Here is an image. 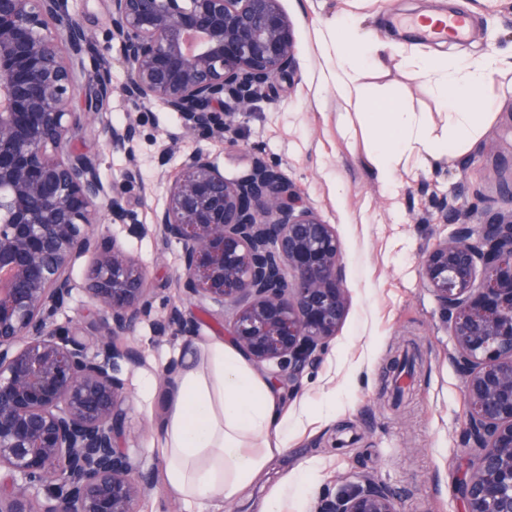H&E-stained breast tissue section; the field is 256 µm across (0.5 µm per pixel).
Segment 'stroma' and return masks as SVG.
Wrapping results in <instances>:
<instances>
[{
    "mask_svg": "<svg viewBox=\"0 0 512 512\" xmlns=\"http://www.w3.org/2000/svg\"><path fill=\"white\" fill-rule=\"evenodd\" d=\"M296 37L295 66L278 79L267 99L240 116L235 143L185 133L178 113L156 104L134 108L124 94L127 69L119 48L108 61L112 93L101 120L115 126L139 121L143 133L133 155L109 151L100 122L87 124L74 142L77 151L100 158L105 188L123 185L130 169L140 179L125 195L138 221H103L147 270L157 315L173 306L190 320L193 335L226 333L224 316L211 302L187 296L179 282L181 246L162 243L154 214L166 202L168 179L183 158L209 154L228 180L245 175L251 146H261L278 164L303 202L331 224L342 244V279L347 316L321 360L303 372L299 387L286 394L289 415H308L288 435V446L250 500L217 505L215 512H254V504L284 480L314 465L317 481L289 496L282 512H317L322 499L370 478L396 498L397 512H465L461 481L472 455L465 442V379L455 361L454 338L421 269L426 251L452 236L442 223L441 203L459 210L512 207V90L508 77L490 75L480 92L491 104L477 142L437 166L403 175L397 185L380 183L371 154L372 135L362 127L343 133L335 87L319 81L318 31L341 17L397 44L380 64H367L362 81L375 98L400 102L424 113L436 134L445 123L432 86L414 76L403 58L435 53L448 60H478L512 54V0H281ZM470 16L464 40L430 41L397 17L420 12ZM141 360L122 368L128 382L126 445L143 468L162 467L155 422L162 410L142 390L145 379L162 384L164 369L183 336H156L151 323L129 335ZM335 401L336 415H320Z\"/></svg>",
    "mask_w": 512,
    "mask_h": 512,
    "instance_id": "stroma-1",
    "label": "stroma"
}]
</instances>
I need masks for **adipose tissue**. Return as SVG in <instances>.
<instances>
[{
  "mask_svg": "<svg viewBox=\"0 0 512 512\" xmlns=\"http://www.w3.org/2000/svg\"><path fill=\"white\" fill-rule=\"evenodd\" d=\"M318 41L323 77L336 82L344 125L372 130L377 177L388 185L410 159L464 152L488 118L480 110V88L491 72L512 69V59L496 56L453 65L428 56L413 60L415 74L432 81L445 115L447 133L436 136L421 113L373 101L361 82L368 59L391 51V43L339 22L325 24ZM162 401L157 433L165 486L190 512H210L219 499L234 502L288 444L278 388L223 337L206 334L186 345Z\"/></svg>",
  "mask_w": 512,
  "mask_h": 512,
  "instance_id": "adipose-tissue-1",
  "label": "adipose tissue"
}]
</instances>
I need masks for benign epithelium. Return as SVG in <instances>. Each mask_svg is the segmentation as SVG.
<instances>
[{
  "instance_id": "7a95c632",
  "label": "benign epithelium",
  "mask_w": 512,
  "mask_h": 512,
  "mask_svg": "<svg viewBox=\"0 0 512 512\" xmlns=\"http://www.w3.org/2000/svg\"><path fill=\"white\" fill-rule=\"evenodd\" d=\"M110 2L102 44L66 0H0V512H140L154 485L124 446L120 364L138 363L140 352L117 338L149 319L158 336L189 323L175 307L152 318L144 268L99 239L106 217L138 223L122 204L137 169L108 191L99 159L74 148L112 93L101 65L111 43L128 69V101L159 104L181 115L187 133L231 143L238 116L295 64L280 0ZM85 55L94 88L77 112L73 61ZM102 132L130 155L141 123ZM441 218L459 228L426 252L422 270L465 376L475 448L461 487L465 512H512V208L485 210L474 226L446 206ZM156 223L162 241L181 245L185 293L232 307L231 339L295 387L348 312L332 225L258 149L233 182L207 154L187 155ZM83 257L97 316L62 325ZM320 512L397 508L366 479L323 500Z\"/></svg>"
}]
</instances>
